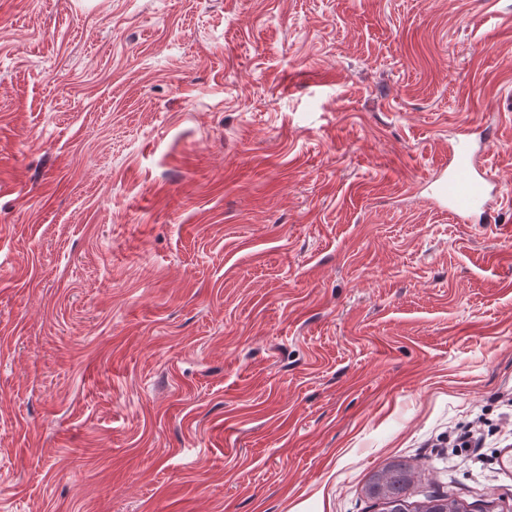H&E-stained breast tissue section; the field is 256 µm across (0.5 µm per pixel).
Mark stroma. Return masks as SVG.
I'll list each match as a JSON object with an SVG mask.
<instances>
[{
  "label": "stroma",
  "mask_w": 512,
  "mask_h": 512,
  "mask_svg": "<svg viewBox=\"0 0 512 512\" xmlns=\"http://www.w3.org/2000/svg\"><path fill=\"white\" fill-rule=\"evenodd\" d=\"M508 229L512 0H0V512H512ZM436 197L448 204V209L457 218L465 220L481 212L486 224H491L495 188L490 172L478 164L475 153L466 142L456 143V157L448 168L447 175L437 179ZM414 468L403 459H394L372 473L365 485L366 496L381 512H469V504L446 495L431 494L423 500H410L415 482ZM470 507V506H469ZM447 510V511H444Z\"/></svg>",
  "instance_id": "obj_1"
}]
</instances>
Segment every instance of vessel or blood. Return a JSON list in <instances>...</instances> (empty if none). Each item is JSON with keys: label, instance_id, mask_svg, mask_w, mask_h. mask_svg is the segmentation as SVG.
<instances>
[{"label": "vessel or blood", "instance_id": "obj_1", "mask_svg": "<svg viewBox=\"0 0 512 512\" xmlns=\"http://www.w3.org/2000/svg\"><path fill=\"white\" fill-rule=\"evenodd\" d=\"M490 172L479 165L469 144L456 145V157L446 174L440 175L436 186L438 201L446 203L459 219L474 213L490 215L495 192Z\"/></svg>", "mask_w": 512, "mask_h": 512}]
</instances>
